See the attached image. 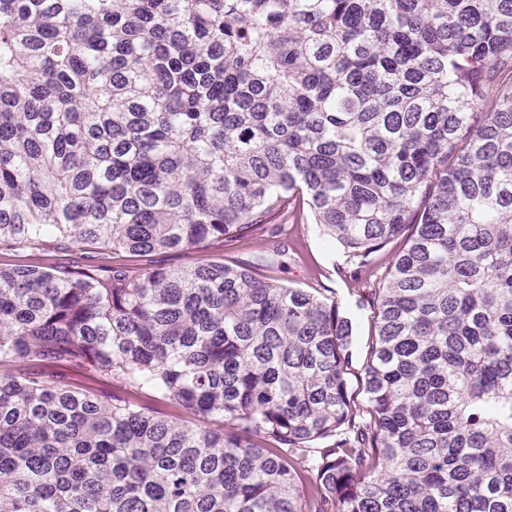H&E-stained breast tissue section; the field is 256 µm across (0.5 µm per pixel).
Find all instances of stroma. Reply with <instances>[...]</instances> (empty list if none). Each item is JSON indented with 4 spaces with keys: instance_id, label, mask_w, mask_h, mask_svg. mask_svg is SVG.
<instances>
[{
    "instance_id": "stroma-1",
    "label": "stroma",
    "mask_w": 512,
    "mask_h": 512,
    "mask_svg": "<svg viewBox=\"0 0 512 512\" xmlns=\"http://www.w3.org/2000/svg\"><path fill=\"white\" fill-rule=\"evenodd\" d=\"M206 259L243 264L277 283L300 288L336 301L353 325V366L361 368L366 343L374 332L373 307L364 275L356 270L339 245L314 224H289L276 236L246 242H208L190 252L162 254L165 265L179 267Z\"/></svg>"
}]
</instances>
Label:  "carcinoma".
<instances>
[{
    "instance_id": "obj_1",
    "label": "carcinoma",
    "mask_w": 512,
    "mask_h": 512,
    "mask_svg": "<svg viewBox=\"0 0 512 512\" xmlns=\"http://www.w3.org/2000/svg\"><path fill=\"white\" fill-rule=\"evenodd\" d=\"M0 512H512V0H0ZM201 250L157 255L166 266L196 259L243 264L277 283L336 301L353 325V368L360 371L368 336L374 334L373 307L364 273L348 262L344 249L329 241L316 224H286L279 235L246 242L217 240ZM257 269H254V268Z\"/></svg>"
}]
</instances>
